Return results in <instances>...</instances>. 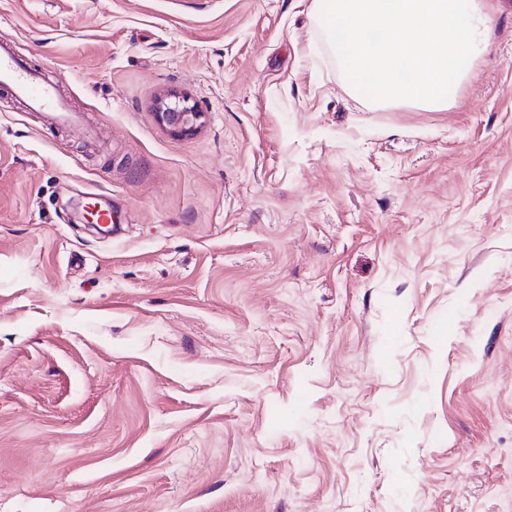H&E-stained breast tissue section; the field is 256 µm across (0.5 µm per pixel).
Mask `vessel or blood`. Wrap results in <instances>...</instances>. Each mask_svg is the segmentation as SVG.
<instances>
[{
  "label": "vessel or blood",
  "mask_w": 512,
  "mask_h": 512,
  "mask_svg": "<svg viewBox=\"0 0 512 512\" xmlns=\"http://www.w3.org/2000/svg\"><path fill=\"white\" fill-rule=\"evenodd\" d=\"M0 84L11 86L15 95L27 100L34 111L47 113L53 120H68L69 115L54 88L28 70L11 51L1 47Z\"/></svg>",
  "instance_id": "b4317fda"
}]
</instances>
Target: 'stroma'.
Listing matches in <instances>:
<instances>
[{"label":"stroma","instance_id":"obj_1","mask_svg":"<svg viewBox=\"0 0 512 512\" xmlns=\"http://www.w3.org/2000/svg\"><path fill=\"white\" fill-rule=\"evenodd\" d=\"M479 3L428 111L352 92L314 0H0L74 116L0 85V512H512V0ZM189 101L187 97L170 92L161 96L156 102L157 121L176 137L192 136L204 123V112H200Z\"/></svg>","mask_w":512,"mask_h":512}]
</instances>
